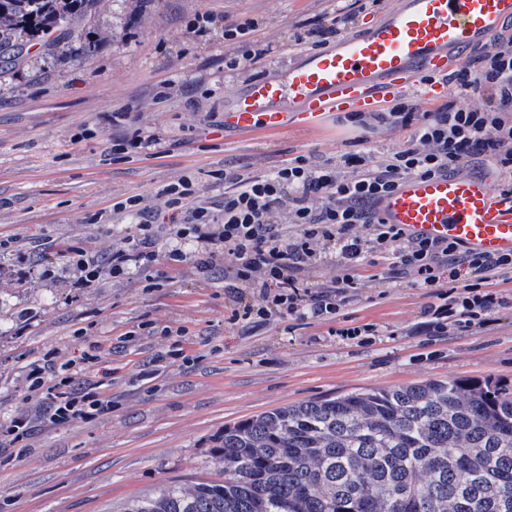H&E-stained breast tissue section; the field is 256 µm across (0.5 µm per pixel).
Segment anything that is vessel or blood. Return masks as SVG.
Masks as SVG:
<instances>
[{
    "mask_svg": "<svg viewBox=\"0 0 512 512\" xmlns=\"http://www.w3.org/2000/svg\"><path fill=\"white\" fill-rule=\"evenodd\" d=\"M512 22V0H401L361 34L304 52L286 76L251 80L224 104L237 132L277 133L311 127L333 112H372L387 97L435 86L462 54ZM492 174L407 179L379 204L388 224L430 239H448L481 254L512 253V195Z\"/></svg>",
    "mask_w": 512,
    "mask_h": 512,
    "instance_id": "vessel-or-blood-1",
    "label": "vessel or blood"
}]
</instances>
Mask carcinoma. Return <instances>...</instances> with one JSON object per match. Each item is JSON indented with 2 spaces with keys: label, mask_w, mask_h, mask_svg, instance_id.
Segmentation results:
<instances>
[{
  "label": "carcinoma",
  "mask_w": 512,
  "mask_h": 512,
  "mask_svg": "<svg viewBox=\"0 0 512 512\" xmlns=\"http://www.w3.org/2000/svg\"><path fill=\"white\" fill-rule=\"evenodd\" d=\"M96 0H0L8 65ZM207 464L125 512H512V384L428 380L288 405L224 427Z\"/></svg>",
  "instance_id": "carcinoma-1"
}]
</instances>
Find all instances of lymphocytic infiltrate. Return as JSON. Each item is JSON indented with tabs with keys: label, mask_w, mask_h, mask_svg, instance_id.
<instances>
[{
	"label": "lymphocytic infiltrate",
	"mask_w": 512,
	"mask_h": 512,
	"mask_svg": "<svg viewBox=\"0 0 512 512\" xmlns=\"http://www.w3.org/2000/svg\"><path fill=\"white\" fill-rule=\"evenodd\" d=\"M258 28L252 18L225 23V44L243 50L226 58V66L259 67L266 50L254 37ZM442 82L448 98L431 109L421 110L417 96L406 95L373 116L350 115V122L364 128L373 120L412 128L407 144L383 156L345 152L326 163L298 156L247 178L215 172L224 183L217 212L200 202L196 183L186 177L162 190L167 206L181 213L167 254L155 248L159 226L151 211L132 195L112 208L137 216L135 235L104 259L76 246L62 256L80 269L85 288L93 287L102 271L119 277L133 269L144 273L148 287H156L152 271L163 260L191 261L204 273L223 266L226 292L235 302L231 321L256 327L275 315L298 322L335 318L360 281V267L373 256L388 279L408 277L417 287L439 289L440 304L424 309V329L470 331L507 308L500 286L512 281V255L475 254L453 241L409 233L383 223L376 205L408 178L458 175L475 161L490 164L500 192L512 194V24ZM475 96L481 105H471ZM324 263L335 269L331 283L308 281V273ZM27 380L26 399L37 413L0 422V438L10 445L33 436L35 419L68 424L110 408L100 383L82 378L71 363L35 366Z\"/></svg>",
	"instance_id": "lymphocytic-infiltrate-1"
}]
</instances>
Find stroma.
Instances as JSON below:
<instances>
[{
    "mask_svg": "<svg viewBox=\"0 0 512 512\" xmlns=\"http://www.w3.org/2000/svg\"><path fill=\"white\" fill-rule=\"evenodd\" d=\"M349 0H98L82 51L61 42L35 45L0 75V421L30 411L27 374L45 354L80 361L100 345L111 371L110 413L41 427L26 447L0 449V512H124L133 498L206 469L214 436L224 426L274 408L355 390L429 379L492 378L512 383V307L466 333L428 335L422 328L428 289L382 279V265L364 264L360 286L335 319L308 323L271 317L251 329L228 323L231 298L224 271L202 274L193 263L163 265L158 288L139 272L103 274L95 287L78 285V271L59 260L71 245L106 257L133 234L137 219L114 211L117 200L140 196L159 223L177 214L160 191L194 178L206 205L224 199L212 171L244 177L303 156L317 162L347 151L374 156L408 142V128L364 129L331 114L315 127L279 134L214 131V113L242 90L249 69L227 68L236 54L221 37H191L186 17L262 20L269 45L261 71L287 72L300 52L301 24L346 15L341 36L360 34L397 0H375L349 14ZM169 96L156 102L161 86ZM122 113L113 122V113ZM173 143L154 158H120L112 144L132 129ZM99 215V223L88 218ZM170 335H136L141 323ZM375 325L371 339L341 341L333 329ZM86 329L85 339L75 332ZM180 344L186 359L162 364L142 379L143 364Z\"/></svg>",
    "mask_w": 512,
    "mask_h": 512,
    "instance_id": "35a3bbf8",
    "label": "stroma"
}]
</instances>
